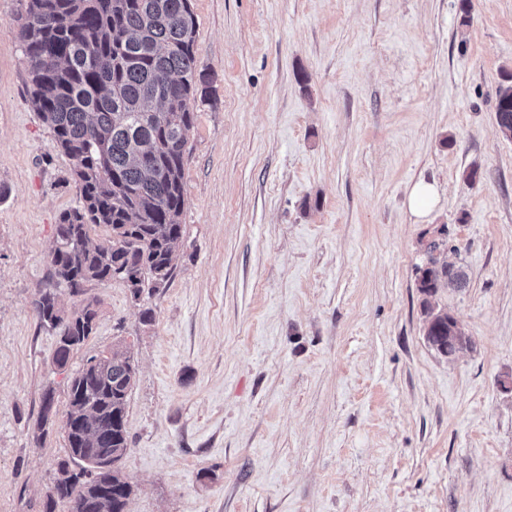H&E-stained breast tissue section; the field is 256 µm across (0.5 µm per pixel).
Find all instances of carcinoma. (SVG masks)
Returning <instances> with one entry per match:
<instances>
[{
  "instance_id": "obj_1",
  "label": "carcinoma",
  "mask_w": 512,
  "mask_h": 512,
  "mask_svg": "<svg viewBox=\"0 0 512 512\" xmlns=\"http://www.w3.org/2000/svg\"><path fill=\"white\" fill-rule=\"evenodd\" d=\"M14 34L29 79L31 100L72 162L79 205L56 224L51 276L32 302L44 327L60 329L53 362L70 356L93 333L98 301L67 308L90 282L127 281L134 298L172 274L183 235L184 164L195 100L207 83L195 51L197 21L190 0H21ZM498 132L512 139V75L497 90ZM106 229L93 244L90 232ZM427 247L419 289L431 297L441 284L464 288L467 274L438 264L448 247L444 231ZM457 321L448 313L428 320L426 336L448 353ZM136 375L130 346L89 357L70 377L67 457L46 494L42 512H120L132 487L121 463L128 450L127 408ZM52 415L41 409L34 441Z\"/></svg>"
}]
</instances>
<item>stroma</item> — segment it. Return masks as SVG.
I'll use <instances>...</instances> for the list:
<instances>
[{"instance_id":"35a3bbf8","label":"stroma","mask_w":512,"mask_h":512,"mask_svg":"<svg viewBox=\"0 0 512 512\" xmlns=\"http://www.w3.org/2000/svg\"><path fill=\"white\" fill-rule=\"evenodd\" d=\"M191 7L209 83L172 275L138 299L88 283L97 326L62 372L31 302L79 193L30 101L21 2L0 0V512H42L68 376L119 343L128 512H512V140L495 125L512 0ZM420 181L438 189L422 220ZM442 227L436 258L468 284L428 300ZM428 303L469 337L455 356L427 342ZM436 197L437 191L433 185L428 183L415 184L408 198L410 213L417 219L427 217L432 210ZM438 238L433 239L427 247L428 263L420 269L419 289L422 294L431 297L436 289L442 283L448 285V288H465L467 285V274L461 267L449 264L438 265L433 257V252L440 250L441 247L448 248V239L442 237L444 230L438 231Z\"/></svg>"}]
</instances>
